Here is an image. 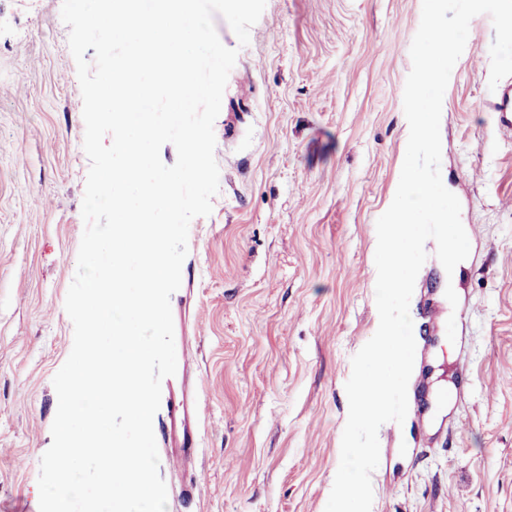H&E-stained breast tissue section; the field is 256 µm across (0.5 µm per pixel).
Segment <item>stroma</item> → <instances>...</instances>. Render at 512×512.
Segmentation results:
<instances>
[{"label": "stroma", "mask_w": 512, "mask_h": 512, "mask_svg": "<svg viewBox=\"0 0 512 512\" xmlns=\"http://www.w3.org/2000/svg\"><path fill=\"white\" fill-rule=\"evenodd\" d=\"M62 0H0V512L39 501L53 378L84 231L89 159ZM422 0H267L214 123L219 192L189 226L195 326L186 378L202 401L199 492L178 512H325L351 360L375 334L376 221L409 136L403 110ZM488 15L446 88L441 177L470 254L456 283L427 241L410 302V386L427 404L378 431L371 512H512V138L490 112ZM454 288L450 305L446 288ZM454 315L456 340L430 311Z\"/></svg>", "instance_id": "stroma-1"}]
</instances>
